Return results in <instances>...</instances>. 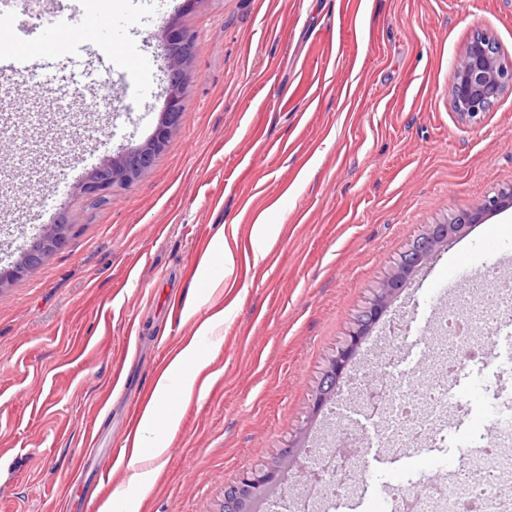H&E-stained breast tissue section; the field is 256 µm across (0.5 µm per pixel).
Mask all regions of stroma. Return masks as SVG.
<instances>
[{
  "label": "stroma",
  "instance_id": "obj_1",
  "mask_svg": "<svg viewBox=\"0 0 512 512\" xmlns=\"http://www.w3.org/2000/svg\"><path fill=\"white\" fill-rule=\"evenodd\" d=\"M55 67L35 68L15 95L27 109L0 141V270L44 225L66 215L68 245L0 288V512H86L135 494L128 467L139 418L174 355L202 321L222 315L216 380L192 394L140 512H221L224 488L271 465L291 443L311 446L340 414L374 433L359 391L313 398L330 359L414 240L512 184V92L470 123L453 109L456 60L487 33L512 61V0H55ZM195 47L179 131L135 181L91 206L83 179L156 131L167 77L156 35L168 24ZM98 39L75 48L72 30ZM153 62L143 101L113 89L91 108L116 52ZM275 225L254 263L253 224ZM234 264L199 279L216 232ZM496 252H488L487 241ZM512 258V208L441 246L415 270L354 359L376 372L419 364L402 321L438 305L493 296L481 263ZM197 311L185 317L187 303ZM476 338L460 373L466 421L413 471L461 462L497 441L483 409L512 404V334L498 356Z\"/></svg>",
  "mask_w": 512,
  "mask_h": 512
}]
</instances>
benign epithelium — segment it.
<instances>
[{"label": "benign epithelium", "instance_id": "7a95c632", "mask_svg": "<svg viewBox=\"0 0 512 512\" xmlns=\"http://www.w3.org/2000/svg\"><path fill=\"white\" fill-rule=\"evenodd\" d=\"M158 43L167 63L168 79L167 109L161 125L155 136L141 148L134 152H121L89 174L81 185L84 194L98 196L107 192L117 181L138 177L152 165L162 146L181 125L184 112L181 89L193 56V51L188 49L191 40L182 32L165 28L158 34ZM509 91L512 92V63L502 60L487 34H477L454 66L451 86L454 110L462 121L470 122L488 111L496 100ZM511 206L512 185L475 206L459 211L443 224L429 226L427 232L403 255L397 268L383 282L371 306L364 311L345 344L330 360L322 385L316 392L313 408L319 409L330 400L371 327L380 320L407 275L430 259L449 238L464 234L471 224L480 223L486 213L499 212ZM71 228L72 225L65 217L46 225L39 239L21 255L16 264L8 270L0 271V287L9 279L26 272L45 254L65 248ZM283 468L288 470L289 477L296 485L303 476L310 483L336 482V473L327 468L306 471L294 449L286 448L281 453L280 462L267 469L245 472L225 487L224 512H250L252 500L280 476Z\"/></svg>", "mask_w": 512, "mask_h": 512}]
</instances>
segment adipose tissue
Returning a JSON list of instances; mask_svg holds the SVG:
<instances>
[{"label":"adipose tissue","instance_id":"ef3b65f1","mask_svg":"<svg viewBox=\"0 0 512 512\" xmlns=\"http://www.w3.org/2000/svg\"><path fill=\"white\" fill-rule=\"evenodd\" d=\"M207 364V356L196 343H188L158 381L155 389L157 404L147 408L139 420L135 440L137 451L129 462L130 481L140 490L150 487L151 466L162 463L168 451L164 435L177 429L179 408L190 398L196 380Z\"/></svg>","mask_w":512,"mask_h":512}]
</instances>
